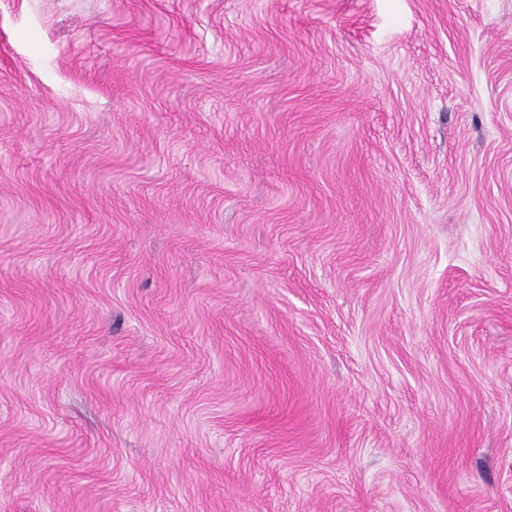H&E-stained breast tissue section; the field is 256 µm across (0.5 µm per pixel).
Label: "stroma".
Masks as SVG:
<instances>
[{
  "mask_svg": "<svg viewBox=\"0 0 512 512\" xmlns=\"http://www.w3.org/2000/svg\"><path fill=\"white\" fill-rule=\"evenodd\" d=\"M0 512H512V0H0Z\"/></svg>",
  "mask_w": 512,
  "mask_h": 512,
  "instance_id": "1",
  "label": "stroma"
}]
</instances>
